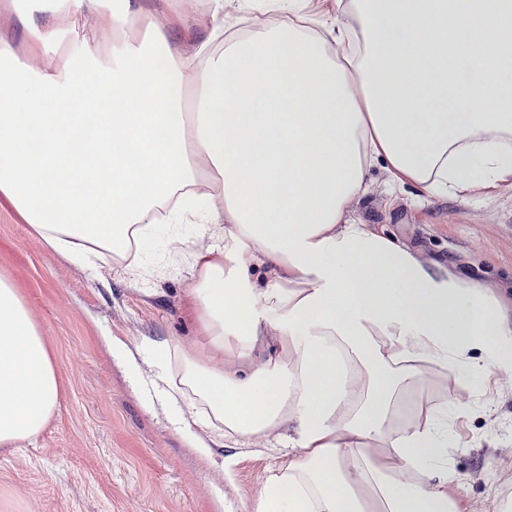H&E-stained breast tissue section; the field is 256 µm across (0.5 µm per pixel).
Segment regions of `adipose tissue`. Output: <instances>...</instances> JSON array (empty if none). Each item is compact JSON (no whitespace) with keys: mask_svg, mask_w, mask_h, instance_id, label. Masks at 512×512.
Segmentation results:
<instances>
[{"mask_svg":"<svg viewBox=\"0 0 512 512\" xmlns=\"http://www.w3.org/2000/svg\"><path fill=\"white\" fill-rule=\"evenodd\" d=\"M44 2L24 51L0 40V196L91 265L135 268L162 219L209 236L188 295L210 352L166 348L158 390L202 456L201 428L282 447L241 512H476L449 463L467 406L405 408L433 367L511 378L512 317L348 205L377 165L429 195L512 180V0H333L324 33L311 0H269L279 22L229 38L224 0H201L209 34L185 51L182 0ZM81 14L94 36L60 42ZM58 398L0 275V447Z\"/></svg>","mask_w":512,"mask_h":512,"instance_id":"ef3b65f1","label":"adipose tissue"}]
</instances>
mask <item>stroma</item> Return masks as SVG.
<instances>
[{
    "instance_id": "35a3bbf8",
    "label": "stroma",
    "mask_w": 512,
    "mask_h": 512,
    "mask_svg": "<svg viewBox=\"0 0 512 512\" xmlns=\"http://www.w3.org/2000/svg\"><path fill=\"white\" fill-rule=\"evenodd\" d=\"M351 218L372 224L428 260L450 262L494 292L512 315V187L428 196L373 167ZM195 231L182 242L160 235L141 246L143 274L110 262L89 271L45 248L0 198V274L19 289L40 326L60 384L58 408L36 436L0 449V512H238L267 469L274 443L212 444L210 459L188 448L162 403L147 407L138 382L104 343L138 347L143 378L156 352L206 339L186 313ZM424 391L470 407L449 461L478 512L512 501V393L481 389L464 372H433Z\"/></svg>"
}]
</instances>
